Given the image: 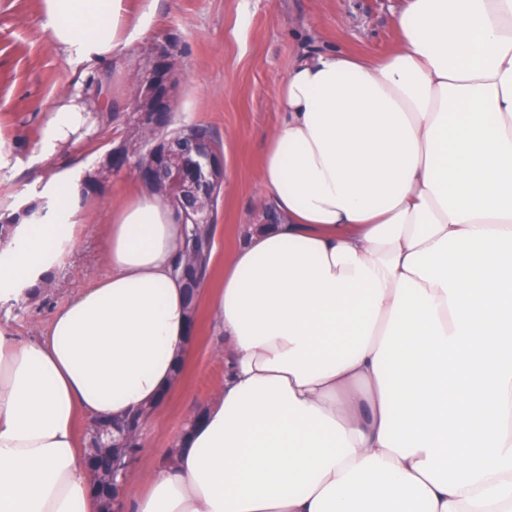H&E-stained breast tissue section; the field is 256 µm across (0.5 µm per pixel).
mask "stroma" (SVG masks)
Wrapping results in <instances>:
<instances>
[{
	"label": "stroma",
	"instance_id": "stroma-1",
	"mask_svg": "<svg viewBox=\"0 0 512 512\" xmlns=\"http://www.w3.org/2000/svg\"><path fill=\"white\" fill-rule=\"evenodd\" d=\"M41 4L0 0V207L47 197L43 178L49 171L82 179L100 167L127 130L124 107L138 55L154 40L171 39L185 73L174 123L207 125L223 144L224 183L205 278L212 288L225 257L261 221L257 169L266 136L280 120L275 108L280 82L307 49L339 48L373 58L392 51L401 0H157L122 67L103 69L94 84L99 103L112 106L117 119L67 149L52 170L43 154L49 108L78 74L53 46ZM138 186L133 171L124 170L110 176L102 191L86 193L85 227L77 244L37 300L0 302V327L23 340L40 336L58 309L107 273L103 255L112 204ZM193 344L181 383L145 426L129 485H137L145 471L168 466L188 414L213 400L224 384L228 344L203 297Z\"/></svg>",
	"mask_w": 512,
	"mask_h": 512
}]
</instances>
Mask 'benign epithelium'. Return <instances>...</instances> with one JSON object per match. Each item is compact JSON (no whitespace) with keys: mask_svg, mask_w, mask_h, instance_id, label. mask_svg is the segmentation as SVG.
I'll use <instances>...</instances> for the list:
<instances>
[{"mask_svg":"<svg viewBox=\"0 0 512 512\" xmlns=\"http://www.w3.org/2000/svg\"><path fill=\"white\" fill-rule=\"evenodd\" d=\"M137 68L140 82L126 111L134 116L136 123L154 127L162 137L150 153L180 158L177 164L146 162L135 169L137 177L145 187L159 192L181 215H190L195 223H206L208 212L198 199L216 180L224 177V160L221 155L207 151L195 138L167 137L181 81L172 45L165 39L152 44L142 53ZM141 154L138 139L127 136L112 149V163L121 162L123 167H131ZM151 414L150 410H140L122 422L98 418L90 421L98 449H89L86 458L88 468L96 467L102 451L112 450L114 458L112 468L98 471V479L93 483L96 497L109 504V512H118L114 504L139 457V454L128 451L129 441L133 435L141 433Z\"/></svg>","mask_w":512,"mask_h":512,"instance_id":"benign-epithelium-1","label":"benign epithelium"}]
</instances>
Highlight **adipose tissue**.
<instances>
[{"mask_svg": "<svg viewBox=\"0 0 512 512\" xmlns=\"http://www.w3.org/2000/svg\"><path fill=\"white\" fill-rule=\"evenodd\" d=\"M81 78L48 151L92 126L84 87L148 14L42 0ZM397 48L325 49L280 84L252 225L208 303L224 386L123 512H512V0H403ZM0 238V300L38 297L83 189ZM186 226L147 188L112 209L107 273L24 341L0 328V512H96L80 415L122 418L192 352Z\"/></svg>", "mask_w": 512, "mask_h": 512, "instance_id": "1", "label": "adipose tissue"}]
</instances>
